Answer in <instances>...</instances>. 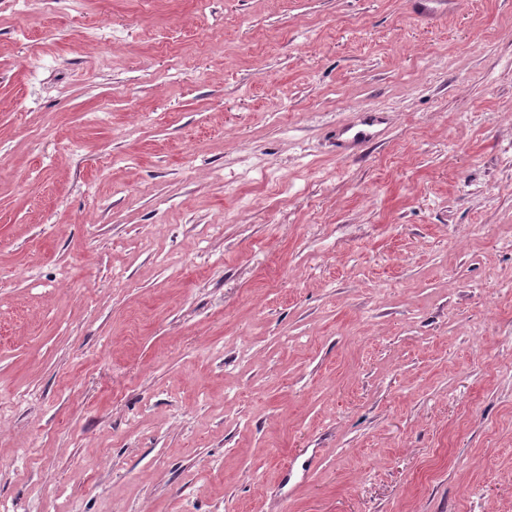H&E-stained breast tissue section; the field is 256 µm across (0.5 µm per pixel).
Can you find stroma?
<instances>
[{"mask_svg": "<svg viewBox=\"0 0 512 512\" xmlns=\"http://www.w3.org/2000/svg\"><path fill=\"white\" fill-rule=\"evenodd\" d=\"M0 512H512V0H0ZM383 117L377 112H363L356 123L338 130V136L351 133V138H338L346 148L354 149L357 146L374 142L381 132L380 126L384 124Z\"/></svg>", "mask_w": 512, "mask_h": 512, "instance_id": "obj_1", "label": "stroma"}]
</instances>
